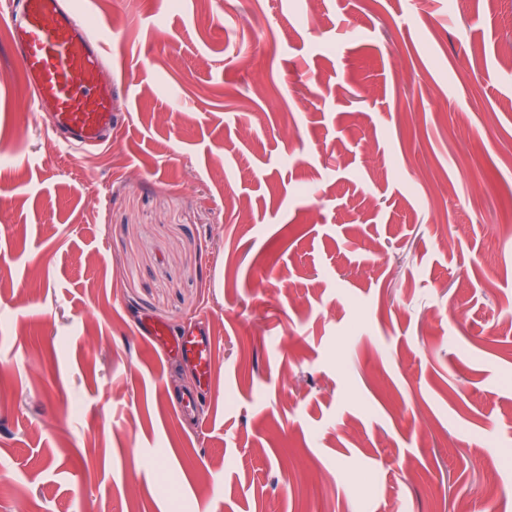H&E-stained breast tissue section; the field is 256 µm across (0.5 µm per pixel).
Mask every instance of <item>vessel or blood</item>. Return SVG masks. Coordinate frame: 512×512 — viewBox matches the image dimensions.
<instances>
[{
    "label": "vessel or blood",
    "mask_w": 512,
    "mask_h": 512,
    "mask_svg": "<svg viewBox=\"0 0 512 512\" xmlns=\"http://www.w3.org/2000/svg\"><path fill=\"white\" fill-rule=\"evenodd\" d=\"M11 27L10 50L20 61L37 103L52 108L51 129L70 149L103 145L114 125L117 87L103 77L106 40L83 22L72 0H0ZM141 336L175 352L200 382H209L212 343L197 332L169 340L164 326L141 320Z\"/></svg>",
    "instance_id": "1"
}]
</instances>
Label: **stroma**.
<instances>
[{
    "mask_svg": "<svg viewBox=\"0 0 512 512\" xmlns=\"http://www.w3.org/2000/svg\"><path fill=\"white\" fill-rule=\"evenodd\" d=\"M79 6L126 115L93 150L56 147L0 19V512H484L512 0ZM144 316L209 329L210 392Z\"/></svg>",
    "mask_w": 512,
    "mask_h": 512,
    "instance_id": "1",
    "label": "stroma"
}]
</instances>
